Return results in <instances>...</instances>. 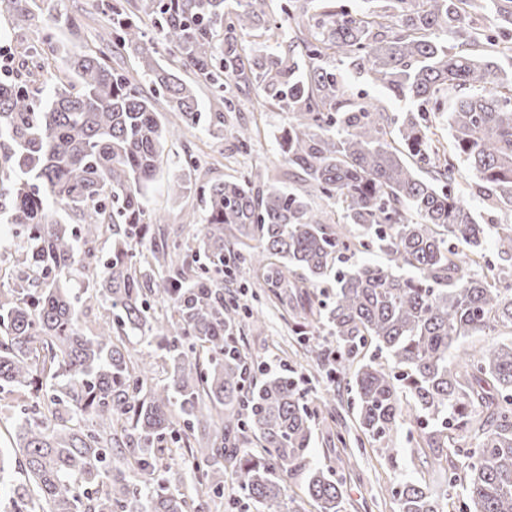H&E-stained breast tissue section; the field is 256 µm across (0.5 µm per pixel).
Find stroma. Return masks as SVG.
<instances>
[{"mask_svg":"<svg viewBox=\"0 0 512 512\" xmlns=\"http://www.w3.org/2000/svg\"><path fill=\"white\" fill-rule=\"evenodd\" d=\"M259 98V91L255 88L239 97L240 120L251 129L253 136L252 147L248 151L239 150L232 134L215 139L201 127L167 141L160 168L146 194V203L149 209L161 215L170 229L179 232L185 225L199 226L206 219L205 207L199 196L188 195L173 200L168 195V185L179 174L186 154L191 153L207 161L210 167L207 178L212 182L237 177L247 170L261 167L268 170L272 182L281 187L288 186L289 167L276 138L280 130L287 127L289 114L275 106L261 112L253 110L252 105ZM241 279L249 286L245 302L262 312L261 325L247 327L243 333L245 347L254 365V378L262 379L266 371L277 372L286 367L299 379L307 399L322 397L328 390H335L342 424L336 427L315 422L312 462L332 467L342 452L355 453L358 466L344 487L350 503L348 512H397L395 503L391 498L382 496L380 489L419 476L421 467L418 460L407 448L400 450L396 459L390 460L375 447H358L356 438L360 430L352 415V395L347 384L331 383L325 370L305 356L298 336L292 331L291 316L265 299L264 290L252 270H242Z\"/></svg>","mask_w":512,"mask_h":512,"instance_id":"stroma-1","label":"stroma"}]
</instances>
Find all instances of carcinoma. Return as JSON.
I'll return each instance as SVG.
<instances>
[{"label":"carcinoma","mask_w":512,"mask_h":512,"mask_svg":"<svg viewBox=\"0 0 512 512\" xmlns=\"http://www.w3.org/2000/svg\"><path fill=\"white\" fill-rule=\"evenodd\" d=\"M5 2L21 18L37 7ZM42 2L48 26L79 32L65 0ZM368 2L351 12L340 0H284L285 33L266 0H101L99 44L74 49L45 33L0 77V222L11 233L0 242V395L24 397L0 449L12 512H206L226 473L257 512H286L293 472L306 474L318 512H347L342 481L310 460L315 412L294 377L247 384L237 333L260 311L226 299L218 279L242 265L272 304L300 314L302 335L329 325L336 352L304 348L347 380L368 442L394 458L407 411V441L460 491L459 512H512V340L462 345L512 330V0ZM145 20L193 82L158 62ZM259 30L271 44L248 55L241 36ZM462 32L469 49L455 52L448 36ZM130 53L153 96L125 69ZM338 65L410 108L344 98ZM198 85L224 108L210 113L214 138L237 111L232 85L291 113L279 146L300 185L283 190L259 169L177 179L169 193L199 187L207 213L182 240L145 196L173 131L155 103L167 99L176 131L195 129ZM449 97L447 149L427 114ZM463 167L473 196L508 206L506 222L480 223L453 192ZM314 194L336 217L311 205ZM489 240L507 266L487 275L476 267ZM371 247L385 263L355 261ZM75 273L107 312L97 328L68 285ZM320 288L333 289L325 301ZM158 351L171 363L161 384ZM183 448L189 494L170 478ZM384 492L398 512H448L423 479Z\"/></svg>","instance_id":"carcinoma-1"}]
</instances>
